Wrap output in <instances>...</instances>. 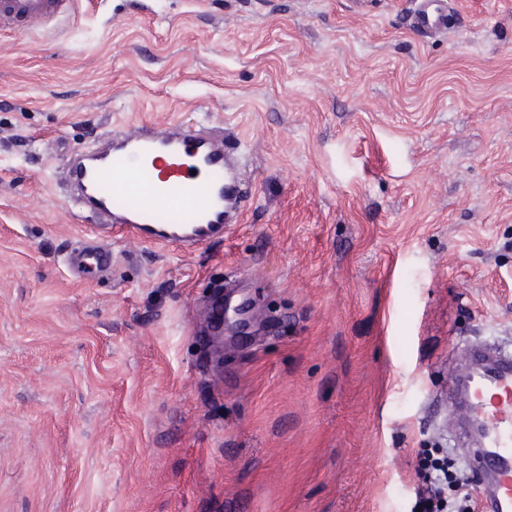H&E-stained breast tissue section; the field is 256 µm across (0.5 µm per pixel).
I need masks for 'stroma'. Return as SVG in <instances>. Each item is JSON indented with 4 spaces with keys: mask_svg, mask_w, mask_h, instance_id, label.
Wrapping results in <instances>:
<instances>
[{
    "mask_svg": "<svg viewBox=\"0 0 512 512\" xmlns=\"http://www.w3.org/2000/svg\"><path fill=\"white\" fill-rule=\"evenodd\" d=\"M73 0L0 31V512H410L433 399L512 340V0ZM206 116L250 195L196 252L92 237L73 148ZM247 276L278 330L207 368L195 308ZM412 17V24L425 34L447 30L448 4L445 0H422ZM63 265L71 275L82 280L99 279L112 267V249L104 242L80 244L64 254Z\"/></svg>",
    "mask_w": 512,
    "mask_h": 512,
    "instance_id": "1",
    "label": "stroma"
}]
</instances>
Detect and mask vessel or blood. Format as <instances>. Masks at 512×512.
<instances>
[{
  "label": "vessel or blood",
  "mask_w": 512,
  "mask_h": 512,
  "mask_svg": "<svg viewBox=\"0 0 512 512\" xmlns=\"http://www.w3.org/2000/svg\"><path fill=\"white\" fill-rule=\"evenodd\" d=\"M67 2L0 0V29L42 25ZM412 23L426 34L447 29L446 0H421ZM60 183L72 209L96 218L101 233L185 252L222 241L246 195L241 158L208 119L112 132L92 150L71 152ZM63 264L75 277L97 279L110 270L112 250L81 244ZM467 356L470 365L448 394L479 424L478 458L493 480L484 512H512V351L482 343Z\"/></svg>",
  "instance_id": "1"
}]
</instances>
